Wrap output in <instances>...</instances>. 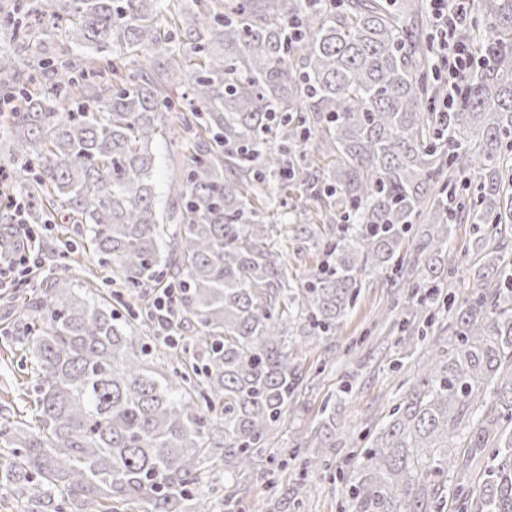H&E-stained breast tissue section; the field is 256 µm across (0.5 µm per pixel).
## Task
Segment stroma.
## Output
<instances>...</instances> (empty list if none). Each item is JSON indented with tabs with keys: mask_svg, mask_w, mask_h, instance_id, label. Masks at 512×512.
<instances>
[{
	"mask_svg": "<svg viewBox=\"0 0 512 512\" xmlns=\"http://www.w3.org/2000/svg\"><path fill=\"white\" fill-rule=\"evenodd\" d=\"M76 238L74 225L62 221L50 230L38 231L34 248L39 254L58 256L71 272L90 271L101 295L112 305H119L125 299L124 291L113 285L111 268L98 266L87 248H73ZM362 279L353 312L331 339L314 347L298 337L292 340L304 382L297 414L285 419L271 446L285 447L293 429L315 425L323 405L332 399L336 402V450L330 461L316 470L305 465L309 450L289 457L278 472L281 489L292 488L301 478L307 488L298 501L284 503L283 512H349V480L358 446L368 442L386 421L418 360L425 358L428 350L448 345L454 308L436 306L425 341L408 353L399 332L391 331L383 322L394 300L401 297V290L371 271ZM7 297V290L0 289V422L27 425L36 417L34 390L39 372L21 344L29 318L19 312L6 314ZM345 386L350 389L349 395L336 401V394Z\"/></svg>",
	"mask_w": 512,
	"mask_h": 512,
	"instance_id": "stroma-1",
	"label": "stroma"
}]
</instances>
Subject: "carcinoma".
I'll list each match as a JSON object with an SVG mask.
<instances>
[{
    "mask_svg": "<svg viewBox=\"0 0 512 512\" xmlns=\"http://www.w3.org/2000/svg\"><path fill=\"white\" fill-rule=\"evenodd\" d=\"M419 0H22L5 15L3 153L24 178L29 224L42 197L83 227L99 261L133 294L179 289L171 330L202 335L189 376L149 364L135 324L71 274L23 303L41 374L37 425L0 424L11 457L0 490L25 512H210L192 493L222 448L224 508L270 478L260 457L304 381L289 341L317 345L354 308L373 269L411 289L393 327L430 325L452 226L481 240L512 224V0H480L465 33L479 60L452 112L433 69ZM188 151L165 196L153 146ZM316 140L312 153L298 150ZM278 181L337 220L292 204L263 215L258 186ZM294 225L288 230V225ZM415 224L428 225L404 251ZM316 264L290 276L281 241ZM448 347L417 374L352 477L351 512H445L450 449L457 512H512V260L481 257ZM311 442L336 447V404ZM489 455L476 475L473 459Z\"/></svg>",
    "mask_w": 512,
    "mask_h": 512,
    "instance_id": "cac0c4a2",
    "label": "carcinoma"
}]
</instances>
